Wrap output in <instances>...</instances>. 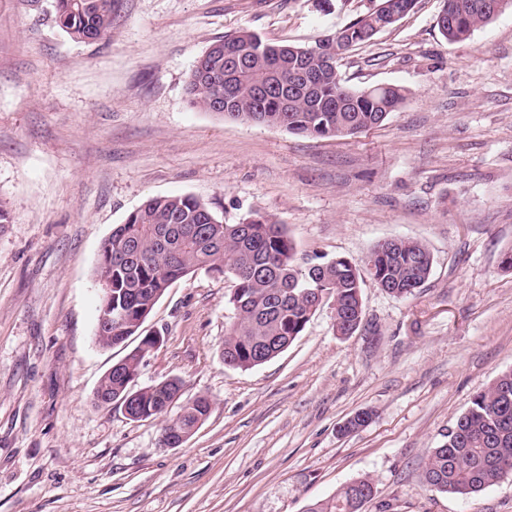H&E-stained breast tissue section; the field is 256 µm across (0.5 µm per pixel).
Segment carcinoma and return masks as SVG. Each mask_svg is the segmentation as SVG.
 <instances>
[{
  "mask_svg": "<svg viewBox=\"0 0 512 512\" xmlns=\"http://www.w3.org/2000/svg\"><path fill=\"white\" fill-rule=\"evenodd\" d=\"M495 0H443L448 17L438 27L450 42H461L491 23ZM57 26L74 39L97 41L112 27L117 0H54ZM371 13L330 33L322 43L341 37L352 45L371 41ZM258 33L242 29L214 41L197 59L187 83L193 109L226 119L284 128L309 137H347L382 123L406 98L397 85L348 87L333 54L306 55L292 45L281 52ZM237 64L232 84L224 81L227 64ZM289 85L288 101L272 94L255 111L256 88L274 80ZM228 108L216 107L217 102ZM112 252V314L123 315L112 335L95 336L111 348L137 334L166 289L174 281L202 270L220 271L232 284L233 316L224 333L222 359L232 368L259 366L283 352L306 328L324 298L333 302V321L342 332L359 329L364 308L359 269L329 260L313 268L296 264L295 245L282 224L255 216L240 224L224 223L212 207L191 195L156 196L117 224L102 244ZM433 258L417 240L395 239L387 251L368 257L372 279L388 294L408 298L428 279ZM153 342L139 346L104 374L91 403L109 406L107 397L130 396L132 420L157 418L179 398L180 381L168 378L133 391ZM210 399L198 396L180 407L162 428L166 448L182 445L205 422ZM512 475V370L498 375L472 401L470 409L448 430L447 439L431 449L422 473L431 491L463 498L475 495ZM375 495L371 479L362 477L328 499L312 502L305 512H360L362 500Z\"/></svg>",
  "mask_w": 512,
  "mask_h": 512,
  "instance_id": "1",
  "label": "carcinoma"
}]
</instances>
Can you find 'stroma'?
Here are the masks:
<instances>
[{
  "label": "stroma",
  "mask_w": 512,
  "mask_h": 512,
  "mask_svg": "<svg viewBox=\"0 0 512 512\" xmlns=\"http://www.w3.org/2000/svg\"><path fill=\"white\" fill-rule=\"evenodd\" d=\"M120 0L107 36L72 39L52 0H0V512H304L353 479L362 512H512V476L460 498L421 474L473 397L512 370V8L463 42L415 8L338 63L348 85L403 86L379 126L312 138L195 110L186 87L216 39L250 29L310 46L379 0ZM192 195L227 224L285 225L299 266L361 263L422 241L428 280L397 299L362 271L364 320L331 301L274 359L226 367L232 283L175 281L124 345L94 339V269L148 198ZM160 333L131 389L175 377L212 403L181 446L165 418L97 408L102 376ZM367 410L359 429L342 424Z\"/></svg>",
  "instance_id": "stroma-1"
}]
</instances>
